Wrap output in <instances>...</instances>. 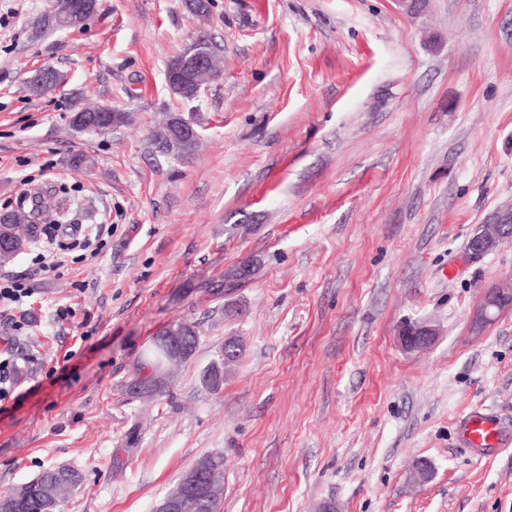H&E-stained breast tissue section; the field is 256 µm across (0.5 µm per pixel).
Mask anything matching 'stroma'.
Returning <instances> with one entry per match:
<instances>
[{"label":"stroma","instance_id":"1","mask_svg":"<svg viewBox=\"0 0 512 512\" xmlns=\"http://www.w3.org/2000/svg\"><path fill=\"white\" fill-rule=\"evenodd\" d=\"M51 11L0 0V212L62 184L72 221L112 235L55 272L34 274L29 247L0 267L34 288L26 313L0 307L17 385L0 491L66 466L84 484L62 512H152L220 453V512H512V447L482 458L457 431L477 407L512 428V310L471 322L512 277V242L468 251L512 204V0H212L204 19L185 0H99L86 28L37 27ZM202 33L223 75L186 101L166 66ZM48 64L66 84L31 95ZM82 97L127 123L73 130ZM171 113L197 125L189 153L159 144ZM179 319L195 354L132 397L138 355ZM425 319L435 341L404 350L400 328ZM230 340L215 391L202 375Z\"/></svg>","mask_w":512,"mask_h":512}]
</instances>
